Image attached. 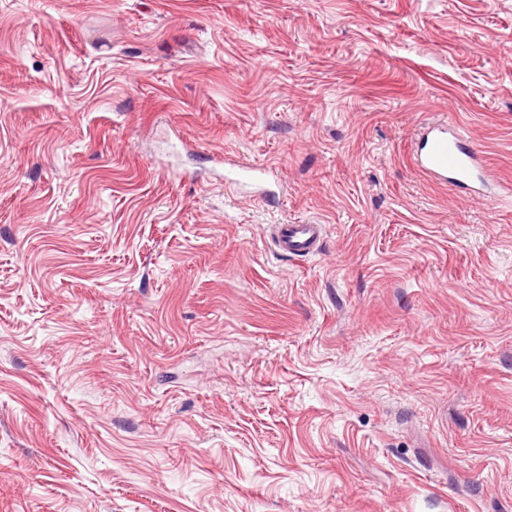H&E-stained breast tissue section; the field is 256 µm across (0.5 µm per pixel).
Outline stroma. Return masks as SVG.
Segmentation results:
<instances>
[{"instance_id": "obj_1", "label": "stroma", "mask_w": 512, "mask_h": 512, "mask_svg": "<svg viewBox=\"0 0 512 512\" xmlns=\"http://www.w3.org/2000/svg\"><path fill=\"white\" fill-rule=\"evenodd\" d=\"M440 120L512 182V0H0V512H512V207ZM476 153L469 148L462 131L448 122L427 126L416 152L417 166L431 177L453 185L472 183ZM275 227L278 247L285 254L306 256L320 247L322 224H277Z\"/></svg>"}]
</instances>
